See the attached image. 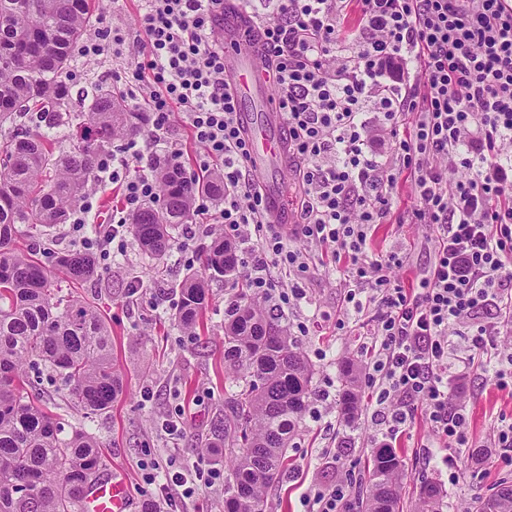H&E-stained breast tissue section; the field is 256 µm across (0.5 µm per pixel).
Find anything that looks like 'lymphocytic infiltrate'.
I'll return each instance as SVG.
<instances>
[{
	"label": "lymphocytic infiltrate",
	"mask_w": 512,
	"mask_h": 512,
	"mask_svg": "<svg viewBox=\"0 0 512 512\" xmlns=\"http://www.w3.org/2000/svg\"><path fill=\"white\" fill-rule=\"evenodd\" d=\"M249 15L262 50L263 71L288 120V150L304 187L296 217L302 236L331 247L349 262L346 306L376 309L369 363L361 383L376 394L381 425L376 447H391L417 409L440 445L468 442L467 416L448 388L455 370L451 329L463 327L471 356L494 386L512 390V345L492 310L512 303V0H263ZM225 0H142L140 37L120 26L78 49L84 61L124 52L135 61L131 100H145L152 140L182 112L201 147L198 166L224 173L217 221L241 249L253 299L287 306L302 299L297 285L279 288V265L303 272L310 254L288 245V231L271 223L250 178L249 143L237 100L224 83V43L217 26ZM373 112L374 121L364 120ZM412 133L401 136L406 114ZM390 146L381 159L379 149ZM145 145L126 141L100 166L121 180L126 213L158 199L143 164ZM464 170L449 179L448 168ZM414 201L392 213L402 177ZM432 230L435 260L410 293L390 273L395 252L363 262L371 225L390 219ZM219 469L160 470L149 484L167 497H189L196 482L212 486Z\"/></svg>",
	"instance_id": "obj_1"
}]
</instances>
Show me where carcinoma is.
Segmentation results:
<instances>
[{
  "mask_svg": "<svg viewBox=\"0 0 512 512\" xmlns=\"http://www.w3.org/2000/svg\"><path fill=\"white\" fill-rule=\"evenodd\" d=\"M95 0H0V512H77L85 488L107 470L90 434L61 436L40 401L25 396L28 366L60 375L73 403L88 414L109 411L124 392L112 338L93 302L59 294L63 275L82 285L98 275L94 257L57 252L52 266L39 258L42 229L66 222L85 192L88 176L113 142L148 132L150 115L129 108L125 92L108 85L74 90L67 80L75 46L92 23ZM90 98L88 110L75 98ZM80 140L55 151L62 129ZM160 204L130 217V233L152 256L168 253L175 230L194 215L195 195L224 198L217 170L190 179L181 167L150 159ZM27 234L33 244L16 245ZM203 272L179 288L178 324L198 335L209 307L203 273L235 275L238 256L224 232L200 247ZM355 363L342 372L340 424L351 421L358 395ZM224 371L229 396L215 440L224 445L228 512H264L268 487L279 477L296 425L310 405L313 369L279 320L249 293L237 294L224 323ZM358 494L348 512H398L400 463L391 448L375 451L371 468L351 479ZM440 491L427 485L418 512H439ZM512 512V484L479 501L476 512Z\"/></svg>",
  "mask_w": 512,
  "mask_h": 512,
  "instance_id": "cac0c4a2",
  "label": "carcinoma"
}]
</instances>
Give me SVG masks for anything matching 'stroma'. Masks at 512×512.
<instances>
[{
	"label": "stroma",
	"mask_w": 512,
	"mask_h": 512,
	"mask_svg": "<svg viewBox=\"0 0 512 512\" xmlns=\"http://www.w3.org/2000/svg\"><path fill=\"white\" fill-rule=\"evenodd\" d=\"M139 0H100L90 35L120 23L127 39L138 35ZM179 149L186 174L198 173L199 146L182 116H174L165 139L156 148L166 153ZM212 229L203 216H193L182 228L186 251H170L162 260L143 254L132 235L122 238V253L98 260L99 275L87 282L83 295L101 310L112 331L114 363L124 376L128 394L103 414L89 415L74 406L61 377H48L30 369L29 397L48 404L64 433L82 429L96 437L108 460L107 471L123 478L129 512H143L145 501L157 496L147 475L154 465L177 471L199 463L200 448H209L210 461L224 462L223 449L213 447V425L224 417V312L242 280L210 279L211 305L207 329L188 336L173 321L176 297L172 292L185 274L199 270L198 247ZM398 252L403 266L393 268V280L405 287L417 285L434 260L431 233L413 224H380L365 260ZM138 292H131V285ZM300 284L305 297L290 302L283 326L314 369L315 391H328V400L317 402L316 414H304L288 454L292 464L265 495V512H304L303 498L317 488L335 483L345 471L362 469L378 427L372 419L375 396L363 395L364 408L352 426H338L336 404L341 390V364L367 361L375 322L372 312L352 315L346 328L336 325L345 309L346 283L339 265L326 253L316 256ZM468 418L469 445L448 448L456 461L446 471L435 457L436 439L424 416L395 443L401 465L403 512H416L420 488L436 484L443 495V512L471 510L477 500L497 485L512 481V466L500 458L494 435L502 421L512 419V394L486 382L479 365L467 373L462 398ZM184 409L181 435H167L162 423L177 409Z\"/></svg>",
	"instance_id": "stroma-1"
}]
</instances>
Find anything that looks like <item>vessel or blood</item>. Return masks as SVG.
<instances>
[{
	"mask_svg": "<svg viewBox=\"0 0 512 512\" xmlns=\"http://www.w3.org/2000/svg\"><path fill=\"white\" fill-rule=\"evenodd\" d=\"M224 39L233 50L224 61V71L233 78V91L238 101L252 103L263 115L261 123L245 124L250 144L248 166L255 174L263 195L265 207L274 223L287 222L283 210V187L269 178L272 168L288 163V144L277 130L280 114L272 105L271 90L261 70L260 50L253 41L242 36L237 26L224 29ZM80 512H127L125 485L114 476L102 478L86 490L78 504Z\"/></svg>",
	"mask_w": 512,
	"mask_h": 512,
	"instance_id": "obj_1",
	"label": "vessel or blood"
}]
</instances>
